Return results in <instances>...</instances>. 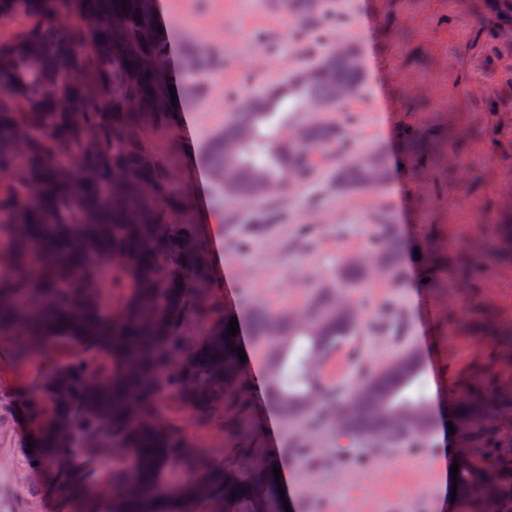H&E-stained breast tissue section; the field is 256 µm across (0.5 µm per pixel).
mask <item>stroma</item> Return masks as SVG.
Returning <instances> with one entry per match:
<instances>
[{
    "label": "stroma",
    "instance_id": "stroma-1",
    "mask_svg": "<svg viewBox=\"0 0 512 512\" xmlns=\"http://www.w3.org/2000/svg\"><path fill=\"white\" fill-rule=\"evenodd\" d=\"M157 11L175 80L185 43L204 45L211 60L198 97L177 103L174 162L253 381L238 433L216 421L197 425L177 406L172 415L191 444L237 473L276 457L291 512H463L447 479L454 460L512 455V418L476 440L448 430L475 367L512 389V364L476 328L490 313L512 332V262L491 252L500 228L512 225V0H331L306 19L273 0H157ZM339 44L357 52L362 85L323 115L338 128L336 145L271 197L225 196L213 145L243 98L273 91ZM376 150L386 157L383 185L341 192L337 168ZM389 237L402 257L382 249ZM461 254L472 264L462 283L447 267ZM347 267L363 274L343 292L356 329L320 369L323 400L335 402L411 351L420 376L408 393L432 408L425 433L344 443L329 420L288 422L266 397L270 349L251 334L253 309L305 311ZM47 365L40 354L17 362L0 339V512H57L46 476L28 464L13 404ZM246 445L250 454H241Z\"/></svg>",
    "mask_w": 512,
    "mask_h": 512
}]
</instances>
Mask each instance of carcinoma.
<instances>
[{"mask_svg": "<svg viewBox=\"0 0 512 512\" xmlns=\"http://www.w3.org/2000/svg\"><path fill=\"white\" fill-rule=\"evenodd\" d=\"M321 4L287 0L295 14ZM158 27L156 0H0V336L18 360L71 349L16 403L33 442L28 461L51 475L59 512H284L275 460L247 476L226 471L169 413L177 403L198 424L217 419L234 432L252 381L231 351L238 337H227L188 197L157 146L175 142L178 129L168 36ZM185 58L181 87L192 97L207 57L189 46ZM360 81L354 57L334 50L281 89L244 99L248 112L214 142L224 193L258 199L303 177L336 143V127L316 121L292 139L275 116L287 101L291 112H330L336 88ZM386 177L375 152L336 181L350 190ZM354 323L327 293L305 321L254 312V336L274 348L266 389L286 420L320 412L315 362ZM301 339L308 346L290 377ZM419 370L408 352L362 382L336 405L342 434L425 432L427 400L406 395ZM510 414L512 392L481 366L453 404L457 425L473 434ZM458 464L457 498L468 512H512L511 458ZM484 483L490 500L475 493Z\"/></svg>", "mask_w": 512, "mask_h": 512, "instance_id": "1", "label": "carcinoma"}]
</instances>
